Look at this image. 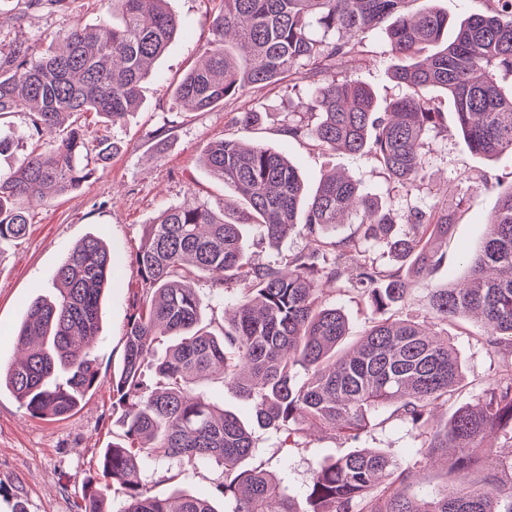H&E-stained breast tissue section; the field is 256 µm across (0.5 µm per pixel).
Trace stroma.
I'll return each mask as SVG.
<instances>
[{
	"instance_id": "obj_1",
	"label": "stroma",
	"mask_w": 512,
	"mask_h": 512,
	"mask_svg": "<svg viewBox=\"0 0 512 512\" xmlns=\"http://www.w3.org/2000/svg\"><path fill=\"white\" fill-rule=\"evenodd\" d=\"M182 22L180 32L164 54L154 61L142 85V103L123 125L104 128L90 120L89 138L107 135L118 146L108 166L77 189L33 208L24 239L0 244V364L19 354L17 332L27 301L34 296H55V274L71 249L86 237L100 238L111 250L114 272L102 307L101 330L93 350L99 368L95 389L77 411L64 418H35L20 407L9 391L0 392V512H81L86 481L101 482L99 456L120 430L112 411V373L122 363L125 334L131 314L142 296L136 251L152 223L166 208L193 196L214 210H222L228 196L222 181L200 163L203 148L211 141L235 138L260 143L280 151L299 169L308 190H315L329 173L361 181L363 188L379 194L391 205L397 223L410 211L438 201L455 216L452 234L443 245L444 259L428 282L413 286L411 296L398 309L401 318L429 323L426 296L429 288L461 281L467 275L464 255L480 249L486 219L500 193L512 187V157L486 161L472 155L456 130L454 106L446 95L435 94L448 132L431 139L424 150L429 177L423 185L404 189L390 182L382 166L369 156L330 151L309 139L285 135L289 122H315L308 107L305 83L286 82L230 99L207 112L175 104L171 88L194 64L211 38L218 0H167ZM110 12L107 0H0V43H25L47 49L59 35L81 27L93 28ZM252 111L258 124L243 130L232 122L234 113ZM0 133L11 142L0 153V173L13 171L36 145L28 113L0 118ZM306 236L294 234L279 246L259 240L246 229L243 250L247 260L265 263L306 250ZM329 302L348 316L346 348H354L372 316L355 291L333 292ZM481 325L465 320L448 325L450 342L457 350L467 386L457 397L463 405L477 400L495 378L502 356L479 342ZM257 460L283 479L290 494L304 500L317 462L338 457L356 447L380 448L396 460L416 456L421 439L391 410L381 411L360 442L323 432H312L301 447L282 448V435L256 429ZM452 454L444 450L425 461L417 480L407 486L410 494L430 495L450 487ZM214 470H200L182 480L152 478L153 495L170 497L178 488L211 498L217 512L224 500L216 493Z\"/></svg>"
}]
</instances>
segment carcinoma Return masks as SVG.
<instances>
[{
	"instance_id": "carcinoma-1",
	"label": "carcinoma",
	"mask_w": 512,
	"mask_h": 512,
	"mask_svg": "<svg viewBox=\"0 0 512 512\" xmlns=\"http://www.w3.org/2000/svg\"><path fill=\"white\" fill-rule=\"evenodd\" d=\"M112 19L73 29L59 51L0 44V116L27 112L43 149L0 175V242L26 236L30 207L86 181L112 157L114 143L89 145L79 123L93 114L116 127L141 103L150 64L180 30L167 0H110ZM213 38L173 90L178 103L212 109L250 89L296 76L307 83L319 121L289 124L330 150L369 155L403 187L424 182V141L447 130L430 93L452 99L457 129L479 156H512V0H484L448 39V14L414 0H220ZM389 42L386 67L402 93L378 99L340 68L365 53L366 34ZM201 162L244 201L252 227L278 244L300 230L309 247L283 261L243 258V225L190 197L164 210L147 230L136 262L143 298L127 330L122 366L112 374V410L124 439L105 449L103 488L87 482L81 512H217L187 492L175 503L151 494L146 467L189 477L219 472L224 512H512V359L477 403L457 408L443 424L430 414L463 388L462 365L448 336L432 334L390 311L413 279L443 260L453 217L436 204L413 212L400 230L379 196L345 176L327 175L306 194L288 157L234 139L209 143ZM351 216L354 232L339 217ZM384 247L404 267L369 256ZM461 283L434 288L428 312L436 323L477 314L481 340L512 355V190L488 219L483 250L466 257ZM113 256L100 239L76 244L56 274L57 295L29 300L18 331L23 359L0 368V388L35 418L74 412L97 380L93 346ZM211 274L217 296L235 293V311L219 332L202 324L204 302L194 286ZM359 289L376 317L359 345L337 352L349 322L326 302L329 288ZM165 347L163 356L154 353ZM219 373L253 409V423L286 434L288 447L311 429L357 441L376 412L394 413L422 437L420 458L400 462L378 448H359L317 463L303 509L286 486L258 465L252 427L190 385ZM437 448L455 449L454 481L440 496L410 497L394 485L413 480ZM490 461L508 475L499 496L470 479ZM117 501L105 508L108 495Z\"/></svg>"
}]
</instances>
